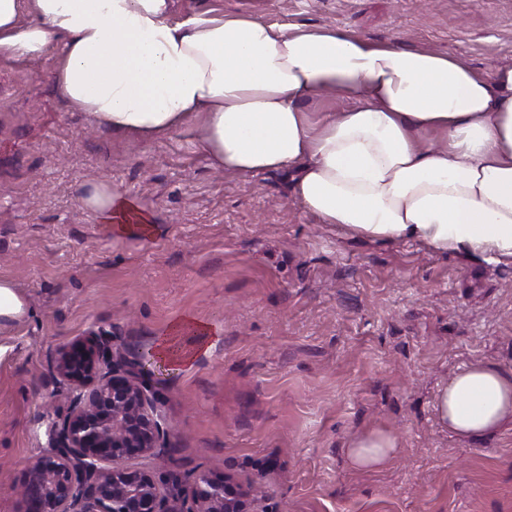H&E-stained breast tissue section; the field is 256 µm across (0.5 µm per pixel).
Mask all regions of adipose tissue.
<instances>
[{"label":"adipose tissue","instance_id":"1","mask_svg":"<svg viewBox=\"0 0 512 512\" xmlns=\"http://www.w3.org/2000/svg\"><path fill=\"white\" fill-rule=\"evenodd\" d=\"M170 9L171 0H0V60L38 61L63 44L50 78L68 106L117 134L201 122L215 168L287 175L302 208L352 240L512 259V65L481 74L448 53L376 45L338 26L290 32L207 14L174 23ZM325 93L346 106L311 122L304 105ZM431 132L443 144L426 141ZM81 201L116 236L153 227L112 186ZM210 335L183 318L155 356L181 370ZM436 413L458 438L493 434L512 421V372L471 364L439 388ZM399 447L394 433L369 431L346 453L371 469Z\"/></svg>","mask_w":512,"mask_h":512}]
</instances>
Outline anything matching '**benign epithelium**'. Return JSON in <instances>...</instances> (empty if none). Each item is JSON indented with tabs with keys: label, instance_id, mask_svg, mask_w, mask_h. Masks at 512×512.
Here are the masks:
<instances>
[{
	"label": "benign epithelium",
	"instance_id": "obj_1",
	"mask_svg": "<svg viewBox=\"0 0 512 512\" xmlns=\"http://www.w3.org/2000/svg\"><path fill=\"white\" fill-rule=\"evenodd\" d=\"M112 333L92 330L60 348L54 371L68 407L50 424L51 448L26 466L28 512H261L233 477L178 473L159 479L126 465L166 449L169 427L158 407L151 359L128 361Z\"/></svg>",
	"mask_w": 512,
	"mask_h": 512
}]
</instances>
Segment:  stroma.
I'll return each instance as SVG.
<instances>
[{
    "mask_svg": "<svg viewBox=\"0 0 512 512\" xmlns=\"http://www.w3.org/2000/svg\"><path fill=\"white\" fill-rule=\"evenodd\" d=\"M205 11L512 65V0H173L170 19ZM60 53L0 61V280L31 309L0 329V512H23L22 472L67 407L56 352L102 328L132 360L187 315L210 346L156 370L168 449L131 466L232 473L264 512H512V423L464 440L434 410L460 368L512 371V261L353 241L305 212L286 175L213 168L194 123L100 128L50 84ZM91 184L133 198L153 234L99 224L79 200ZM372 429L401 449L356 469L345 448Z\"/></svg>",
    "mask_w": 512,
    "mask_h": 512,
    "instance_id": "1",
    "label": "stroma"
}]
</instances>
